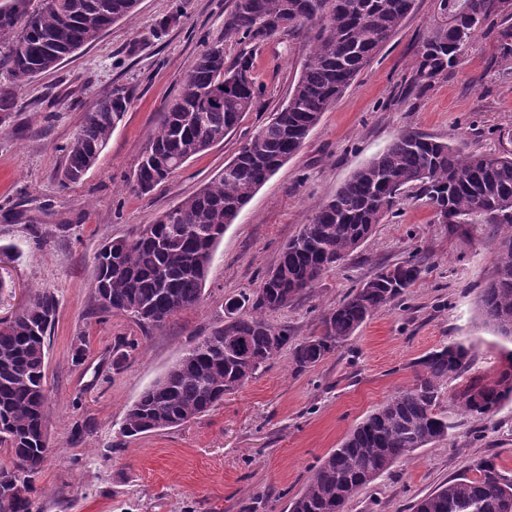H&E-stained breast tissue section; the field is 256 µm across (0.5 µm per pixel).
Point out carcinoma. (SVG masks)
<instances>
[{"mask_svg": "<svg viewBox=\"0 0 512 512\" xmlns=\"http://www.w3.org/2000/svg\"><path fill=\"white\" fill-rule=\"evenodd\" d=\"M14 0H0L3 62L18 87L56 68L94 43L113 23L136 11L139 0H43L20 17ZM415 0H232L224 16V41L206 45L188 66L176 97L141 153L132 190L151 193L190 159L224 142L265 94L254 73V55L282 32L308 34L310 49L284 104L264 122L199 192L162 212L135 237L102 246L92 277V297L102 312H122L143 327H161L198 307L217 243L259 187L302 146L323 112L401 28ZM498 18L504 50L512 47V0H463L455 27L439 30L420 50L414 84L426 87L462 64L477 26ZM247 44L230 63L224 45ZM222 88L213 105L198 95ZM129 102L121 89L97 99L63 147L60 183L79 182L99 162ZM201 112L197 123L192 114ZM433 210H451L457 224H486L500 234L496 274L479 292L484 323L512 341V154L480 155L454 143L404 130L357 168L315 210L282 248L277 264L256 291L226 304L224 324L184 353L128 408L121 433L135 437L175 427L199 416L244 377L267 367L290 336L265 315L293 303L332 267L355 251L374 226L394 214L408 193ZM415 255L384 265L327 312L320 331L294 344L300 370L321 362L374 313L400 298L419 278ZM58 311L48 291L34 292L9 321H0V444L11 466L0 467V512H30L35 479L14 485L24 468L40 474L47 447L48 409L43 403L45 339ZM509 367L491 384L472 381L459 394L477 422L512 399ZM470 350L461 343L435 349L416 362L413 382L358 423L320 461L289 512H337L364 486L417 449L448 437L440 409L442 386L468 372ZM423 497L414 512H512V479L490 459L470 467Z\"/></svg>", "mask_w": 512, "mask_h": 512, "instance_id": "cac0c4a2", "label": "carcinoma"}]
</instances>
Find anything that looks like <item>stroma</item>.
<instances>
[{"label": "stroma", "mask_w": 512, "mask_h": 512, "mask_svg": "<svg viewBox=\"0 0 512 512\" xmlns=\"http://www.w3.org/2000/svg\"><path fill=\"white\" fill-rule=\"evenodd\" d=\"M231 0H140L138 10L95 43L14 86L0 66V91L16 106L0 120V319L31 291L53 292L58 315L45 363L48 457L31 493L32 512H287L320 460L367 413L413 380L418 358L460 342L466 376L448 380L440 408L447 440L421 448L361 489L346 512H408L417 499L494 458L512 476V401L478 424L458 402L469 380H494L512 342L483 324L479 291L496 272L498 237L484 224L435 223L423 199L397 214L268 321L299 340L380 265L420 249L424 270L404 296L379 310L323 361L297 370L290 349L223 403L187 424L126 438L120 427L140 393L223 324L226 302L254 291L315 209L400 131L462 137L475 153L512 151V54L478 27L464 65L421 89L412 80L422 42L446 27L462 0H416L415 11L301 149L261 186L218 243L197 308L159 329L103 313L91 297L95 257L195 194L286 99L308 50L305 35L281 33L255 55L266 88L223 143L193 158L150 195L130 188L138 158L192 59L224 38ZM131 102L99 163L60 188L63 146L101 96ZM136 348H128V341ZM81 359H74L75 348Z\"/></svg>", "instance_id": "1"}]
</instances>
